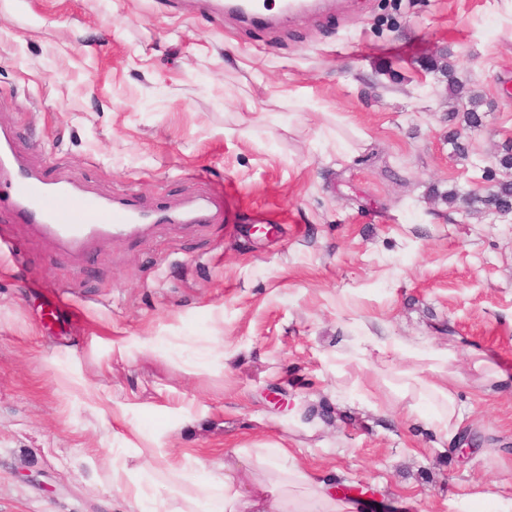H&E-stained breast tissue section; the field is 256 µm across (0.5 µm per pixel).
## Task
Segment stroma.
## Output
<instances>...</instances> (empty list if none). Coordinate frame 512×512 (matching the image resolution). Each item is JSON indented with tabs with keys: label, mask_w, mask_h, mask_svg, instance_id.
<instances>
[{
	"label": "stroma",
	"mask_w": 512,
	"mask_h": 512,
	"mask_svg": "<svg viewBox=\"0 0 512 512\" xmlns=\"http://www.w3.org/2000/svg\"><path fill=\"white\" fill-rule=\"evenodd\" d=\"M0 130L92 194L211 193L223 212L78 253L0 212L22 251L0 260V512H119L85 460L142 447L136 427L176 462L280 442L398 512L512 499V215L444 199L512 180L495 0H331L267 26L206 0H0ZM436 351L464 419L451 440L396 386ZM76 376L122 404L111 432Z\"/></svg>",
	"instance_id": "obj_1"
}]
</instances>
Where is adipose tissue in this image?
Here are the masks:
<instances>
[{
    "label": "adipose tissue",
    "instance_id": "adipose-tissue-1",
    "mask_svg": "<svg viewBox=\"0 0 512 512\" xmlns=\"http://www.w3.org/2000/svg\"><path fill=\"white\" fill-rule=\"evenodd\" d=\"M422 368L400 372V388L439 432L453 436L463 418L445 378L447 359L423 355ZM116 448L102 460L104 481L119 494L125 512H356L314 471L297 463L280 445L244 448L236 460L205 466L201 459L174 464L170 451L154 446Z\"/></svg>",
    "mask_w": 512,
    "mask_h": 512
}]
</instances>
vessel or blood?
Returning <instances> with one entry per match:
<instances>
[{"label":"vessel or blood","mask_w":512,"mask_h":512,"mask_svg":"<svg viewBox=\"0 0 512 512\" xmlns=\"http://www.w3.org/2000/svg\"><path fill=\"white\" fill-rule=\"evenodd\" d=\"M216 11L242 10L256 18L268 9V0H214ZM0 206L33 225L64 248L81 250L93 241L122 238L161 224H201L219 215L212 197H202L173 212L146 209L124 193L109 198L88 194L72 183L46 177L24 167L11 135L0 133Z\"/></svg>","instance_id":"1"}]
</instances>
